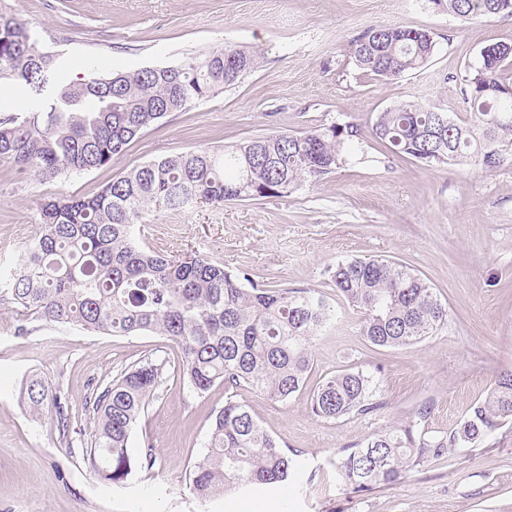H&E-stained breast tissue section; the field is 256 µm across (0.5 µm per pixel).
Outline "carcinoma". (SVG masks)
Instances as JSON below:
<instances>
[{"instance_id": "1", "label": "carcinoma", "mask_w": 512, "mask_h": 512, "mask_svg": "<svg viewBox=\"0 0 512 512\" xmlns=\"http://www.w3.org/2000/svg\"><path fill=\"white\" fill-rule=\"evenodd\" d=\"M463 19L512 15V0H443ZM436 42L422 29L375 26L351 42L356 65L391 79L426 65ZM259 56L226 48L176 64L61 78L60 54L40 44L28 23L0 10V79L29 90L30 108L0 117V159L40 180L112 165L146 128L181 112L251 72ZM512 45L484 47L469 66L462 90L470 124L418 103L379 113L372 133L401 155L429 166L494 169L512 162ZM356 124L300 133H271L223 151L198 150L149 161L91 197L62 196L39 206V233L16 262L4 288L20 320L80 325L114 336L151 332L181 351L182 382L203 394L214 385L256 390L284 403L306 388L311 346L336 324V307L308 289L256 284L200 255L171 259L140 245L134 224L148 211L213 207L242 199L281 197L315 184L342 162ZM336 296L361 313L359 334L369 344L399 348L423 342L448 322V307L408 266L382 258H354L329 270ZM166 360L137 363L85 397L94 430L81 448L101 480L125 484L154 465L153 449L134 456L131 432L160 388ZM372 373L331 374L308 398L312 415L336 421L380 406ZM24 398L51 411L61 426L68 408L32 376ZM427 410L366 438L336 462V481L353 493L394 485L411 469L446 452L483 441L512 423V371L495 376L448 433L429 434ZM296 460L231 397L214 416L206 452L188 475L202 502L253 487L288 483Z\"/></svg>"}]
</instances>
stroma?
<instances>
[{
  "mask_svg": "<svg viewBox=\"0 0 512 512\" xmlns=\"http://www.w3.org/2000/svg\"><path fill=\"white\" fill-rule=\"evenodd\" d=\"M64 59L69 79L170 65L243 46L257 69L147 128L111 166L41 181L0 159V269L9 270L39 232L40 203L92 196L144 162L221 149L269 133L355 123L349 160L319 183L285 197L232 200L150 212L141 242L171 257L199 254L247 272L257 283L332 295L338 260L380 257L410 266L448 306V322L424 343L370 345L360 313L336 305V326L318 337L310 383L342 369L375 371L381 408L328 422L306 395L285 403L244 389L258 422L299 468L286 489L249 491L209 503L189 494L186 476L204 453L223 385L192 392L176 375L180 353L165 337L112 336L31 320L0 290V512H512V426L410 470L397 484L353 494L337 484L343 451L428 408L437 435L484 398L495 374L512 370V166L428 167L393 154L372 134L375 116L411 101L470 121L461 85L481 48L512 44V17L461 20L432 0H0ZM375 25L431 31V62L392 80L357 67L351 41ZM168 364L165 383L134 426L129 447L152 446V469L122 487L103 484L81 448L92 424L84 399L125 368ZM41 377L71 416L59 431L50 412L23 398Z\"/></svg>",
  "mask_w": 512,
  "mask_h": 512,
  "instance_id": "35a3bbf8",
  "label": "stroma"
}]
</instances>
